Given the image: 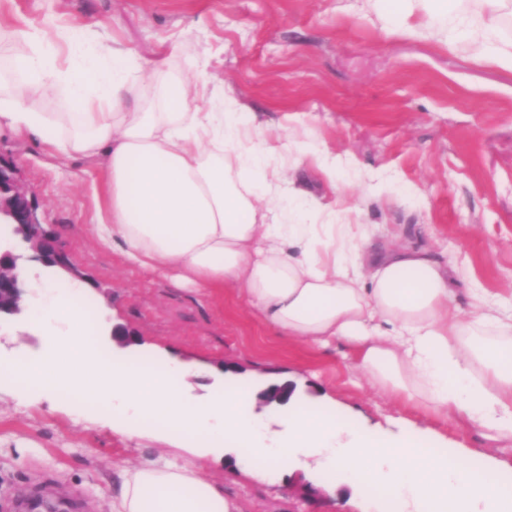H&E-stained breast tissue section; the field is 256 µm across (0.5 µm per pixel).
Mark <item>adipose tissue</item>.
I'll list each match as a JSON object with an SVG mask.
<instances>
[{"label": "adipose tissue", "mask_w": 512, "mask_h": 512, "mask_svg": "<svg viewBox=\"0 0 512 512\" xmlns=\"http://www.w3.org/2000/svg\"><path fill=\"white\" fill-rule=\"evenodd\" d=\"M458 14L435 0L449 41L480 34L486 57L512 70V44L495 42L512 0ZM63 47L39 33L16 42L0 29V125L38 137L53 154L105 164L100 219L90 234L125 261L207 292L235 288L280 336L311 351L334 343L354 368L402 402L463 422L485 440L512 442V314L453 304V265L394 235L377 249L358 224L310 199L255 115L168 66L139 79L141 62L82 32ZM61 96L68 110L45 104ZM110 512H239L199 464L119 471Z\"/></svg>", "instance_id": "1"}]
</instances>
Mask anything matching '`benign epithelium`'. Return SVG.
I'll return each instance as SVG.
<instances>
[{
    "instance_id": "benign-epithelium-1",
    "label": "benign epithelium",
    "mask_w": 512,
    "mask_h": 512,
    "mask_svg": "<svg viewBox=\"0 0 512 512\" xmlns=\"http://www.w3.org/2000/svg\"><path fill=\"white\" fill-rule=\"evenodd\" d=\"M0 224L11 227V233L21 238L25 250H0V317L20 313L24 292L23 279L17 270L21 261H34L46 268L65 272L73 271L71 260L56 245L53 234L44 228V222L29 189L18 178L17 166L0 155ZM294 388L288 384H273L261 393L265 405H282L288 402Z\"/></svg>"
}]
</instances>
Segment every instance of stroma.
I'll use <instances>...</instances> for the list:
<instances>
[{
	"label": "stroma",
	"instance_id": "35a3bbf8",
	"mask_svg": "<svg viewBox=\"0 0 512 512\" xmlns=\"http://www.w3.org/2000/svg\"><path fill=\"white\" fill-rule=\"evenodd\" d=\"M0 26L54 37L77 29L104 47H126L144 69L167 60L191 86L190 61L207 60L212 85L257 115L304 189L339 221L396 227L438 259H463L455 279L462 317L481 301L512 307V71L484 61L472 42L447 43L440 27L390 13L382 0H0ZM309 145L343 159L334 183L313 165ZM0 155L15 162L70 258L68 280L94 312L105 357L196 367L199 378L176 396L188 404L205 403L223 389L225 369L239 370L276 441L288 429L260 393L289 382L306 404L328 403L380 437L428 429L433 448L464 451L476 472L512 468V443L424 417L353 368L344 345L310 351L276 336L234 289L203 294L126 264L89 233L100 166L49 156L5 125ZM116 326L131 329L136 344L113 341ZM54 346L43 326L0 320L2 361L37 362ZM195 445L178 433L157 436L112 402L79 405L1 379L0 512L33 499L108 512L120 468L183 462ZM238 456L217 453L207 467L241 512H360L369 501L393 512L365 485L326 492L307 451L271 484L243 476Z\"/></svg>",
	"mask_w": 512,
	"mask_h": 512
}]
</instances>
